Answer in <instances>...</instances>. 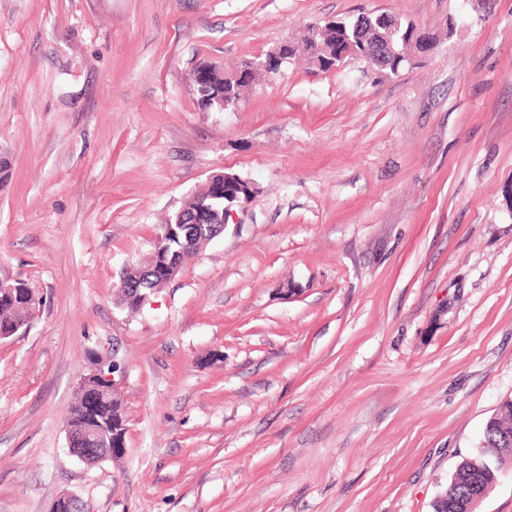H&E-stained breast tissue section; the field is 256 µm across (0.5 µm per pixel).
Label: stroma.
<instances>
[{
    "label": "stroma",
    "instance_id": "35a3bbf8",
    "mask_svg": "<svg viewBox=\"0 0 512 512\" xmlns=\"http://www.w3.org/2000/svg\"><path fill=\"white\" fill-rule=\"evenodd\" d=\"M375 11L437 47L197 104V60ZM0 160V279L43 298L0 340V512H433L512 397V0H0ZM222 172L239 223L129 311L123 272ZM92 349L127 452L89 466ZM120 365L112 356V368L100 360L96 359L94 364L88 366L87 372L79 379L77 389L83 392L96 389L99 391L112 389V394L116 393L119 386V379L116 380V373H120ZM88 405L81 396L76 395L74 402L71 404L67 418H66V436H67V446L69 452L78 458L81 462L86 464H95L107 459H115L121 457L126 448H75L74 445L79 443L77 438H73L69 429L75 434H79L82 431V437L85 440L90 442L92 441H103V436L92 421L88 423L85 427V419L88 414ZM69 428V429H68Z\"/></svg>",
    "mask_w": 512,
    "mask_h": 512
}]
</instances>
